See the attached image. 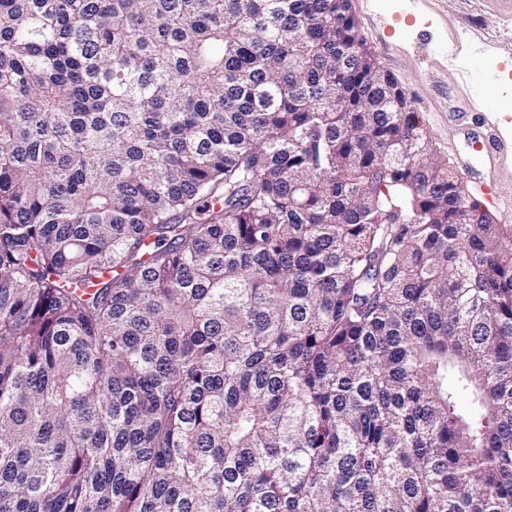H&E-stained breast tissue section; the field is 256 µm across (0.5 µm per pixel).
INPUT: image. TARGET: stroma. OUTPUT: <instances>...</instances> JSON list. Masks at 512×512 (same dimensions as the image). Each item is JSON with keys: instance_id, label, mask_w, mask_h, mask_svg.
Masks as SVG:
<instances>
[{"instance_id": "1", "label": "stroma", "mask_w": 512, "mask_h": 512, "mask_svg": "<svg viewBox=\"0 0 512 512\" xmlns=\"http://www.w3.org/2000/svg\"><path fill=\"white\" fill-rule=\"evenodd\" d=\"M359 34L403 87L431 147L512 226V153L480 151L483 115L512 139V0H350Z\"/></svg>"}]
</instances>
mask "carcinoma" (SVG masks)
Returning a JSON list of instances; mask_svg holds the SVG:
<instances>
[{"instance_id":"carcinoma-1","label":"carcinoma","mask_w":512,"mask_h":512,"mask_svg":"<svg viewBox=\"0 0 512 512\" xmlns=\"http://www.w3.org/2000/svg\"><path fill=\"white\" fill-rule=\"evenodd\" d=\"M0 512H512V228L349 0H0Z\"/></svg>"}]
</instances>
